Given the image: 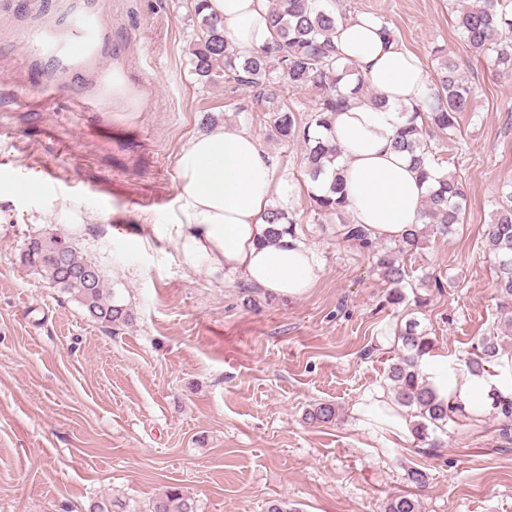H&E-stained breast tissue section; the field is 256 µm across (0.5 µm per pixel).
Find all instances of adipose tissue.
<instances>
[{
    "instance_id": "ef3b65f1",
    "label": "adipose tissue",
    "mask_w": 512,
    "mask_h": 512,
    "mask_svg": "<svg viewBox=\"0 0 512 512\" xmlns=\"http://www.w3.org/2000/svg\"><path fill=\"white\" fill-rule=\"evenodd\" d=\"M205 14L221 21L225 39L239 56L251 55L272 39L270 0H207ZM379 18H338L333 44L342 60L356 64L383 100H351L337 112L329 133L341 153L351 220L373 236L394 240L420 223L421 201L429 184L407 153L394 147L406 112L427 100L432 79L423 61L389 34ZM180 214L172 230L190 266L242 272L247 280L277 295L296 298L319 281L322 265L300 239L283 236L268 245L264 215L272 200L292 208L296 189L260 139L249 129L216 125L192 137L177 156ZM422 371L442 394L465 411L488 410L493 398H512V353H502L489 371L477 374L457 359H430ZM364 421L404 439L409 422L396 414L383 390L370 391L356 404Z\"/></svg>"
}]
</instances>
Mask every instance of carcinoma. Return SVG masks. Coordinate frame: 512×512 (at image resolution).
I'll use <instances>...</instances> for the list:
<instances>
[{
    "instance_id": "1",
    "label": "carcinoma",
    "mask_w": 512,
    "mask_h": 512,
    "mask_svg": "<svg viewBox=\"0 0 512 512\" xmlns=\"http://www.w3.org/2000/svg\"><path fill=\"white\" fill-rule=\"evenodd\" d=\"M199 21L201 36L193 44L191 65L203 84L223 82L245 87L251 92L250 110L269 113L271 135L288 143L300 141L305 146L306 174L311 182L330 177L329 185L311 194L319 215H339L347 208L344 180L336 167L340 148L324 132L331 119L347 102L360 95L372 94L366 81L351 62L336 56L331 34L336 14L324 7L322 0H271V45L250 57L240 58L224 39L218 20L203 13L204 0L191 5ZM458 28L466 44L475 52L493 51V65L512 70V0H467L457 16ZM439 63L434 70L432 92L422 109L412 113L399 129L394 146L407 153L418 167L424 180H433L423 200V225L411 230L394 244L387 246L372 237L361 224L343 222L340 235L373 260L377 270L389 284V300L398 302L402 293L405 253L419 247L424 235L435 229L449 232L460 223L465 194L463 185L453 172L440 177L431 174L435 151L427 140V127L441 132L458 126L460 115L468 111L474 88L462 76L459 66L438 49ZM284 84L290 91L312 90L316 93L314 117L304 122L294 106L274 103L276 85ZM269 224L267 239L273 243L288 234L297 235L296 224L287 212L270 208L265 214ZM487 253L492 260L499 309L500 327L496 334L483 336L468 359L470 371L481 373L485 364L492 363L512 347V183L503 185L493 223L486 234ZM21 261L55 288L74 295L95 321L107 326L125 324L131 319L127 308L116 300L107 288L97 265L80 255L74 244L57 233H43L25 243ZM402 348L397 350L389 379L394 401L412 409L411 432L425 442L429 429L474 431L484 417L468 414L458 405L439 396L421 370V360L432 349V341L417 332L410 321L400 330ZM486 415L498 420L502 437H512V398H498ZM313 423H331L338 417V408L330 402L316 404L308 413ZM147 512H194L193 500L178 486H169L154 497ZM385 512H421V502L415 495L391 497Z\"/></svg>"
}]
</instances>
